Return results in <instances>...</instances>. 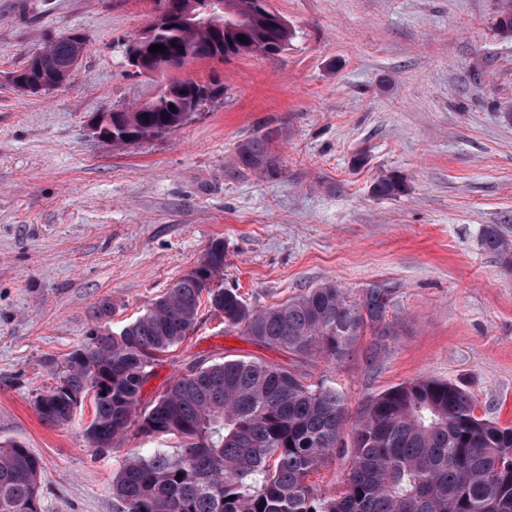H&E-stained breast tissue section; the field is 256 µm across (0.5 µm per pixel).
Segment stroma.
Listing matches in <instances>:
<instances>
[{"label":"stroma","instance_id":"35a3bbf8","mask_svg":"<svg viewBox=\"0 0 512 512\" xmlns=\"http://www.w3.org/2000/svg\"><path fill=\"white\" fill-rule=\"evenodd\" d=\"M270 3L294 32L279 55L136 75L125 44L151 24L152 0H0V446L41 457L46 512H113L108 486L128 455L179 448L131 433L95 455L82 438L92 398L65 425L34 399L102 304L119 330L216 240L224 285L250 308L331 279L354 299L386 281L399 332L364 333L339 362L297 363L203 307L143 401L189 366L234 356L333 381L347 444L370 399L420 378L462 385L478 415L512 425V272L479 242L485 224L512 237V39L494 29L498 0ZM75 30L87 45L67 84L17 91L11 73ZM187 78L221 91L183 125L127 146L93 135L96 113ZM266 133L270 176L239 156ZM392 172L402 191L376 195Z\"/></svg>","mask_w":512,"mask_h":512}]
</instances>
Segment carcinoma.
I'll return each instance as SVG.
<instances>
[{
    "mask_svg": "<svg viewBox=\"0 0 512 512\" xmlns=\"http://www.w3.org/2000/svg\"><path fill=\"white\" fill-rule=\"evenodd\" d=\"M223 2L221 25L211 29L187 24L173 8L155 38L165 46L162 67L270 56L286 47L291 32L281 27L268 0ZM495 28L502 37L512 36V0H500ZM85 43L66 35L43 51V60L66 68ZM213 93L209 82H171L144 107L112 113V144L129 145L135 137L177 126L182 105ZM270 141L267 134L243 144V165L266 175L277 172ZM401 190L393 174L373 186L383 197ZM480 244L512 270V240L500 225H483ZM223 248V242H212L202 261L121 330H92L56 385L36 397L43 420L65 425L81 397L94 391L95 417L83 438L98 455L131 431L183 440L174 453L127 460L112 478L114 512H512V426L477 416L473 399L452 381L417 379L369 401L338 497L309 481L336 454L349 420L343 393L326 381L313 384L295 368L260 360L226 359L189 367L143 403L152 362L186 339L204 301L225 327L242 328L298 359L324 354L341 361L365 330L393 333L386 317L395 294L389 283L375 281L351 300L328 280L253 310L236 289L224 287ZM42 470L41 458L25 446L0 448V512H45Z\"/></svg>",
    "mask_w": 512,
    "mask_h": 512,
    "instance_id": "1",
    "label": "carcinoma"
}]
</instances>
